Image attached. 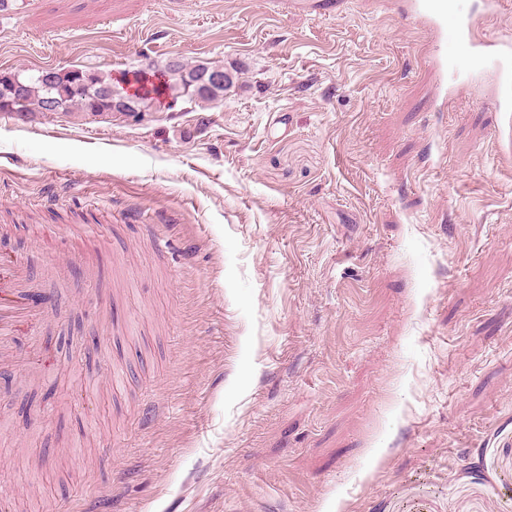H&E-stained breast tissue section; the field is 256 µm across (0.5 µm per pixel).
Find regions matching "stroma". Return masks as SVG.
Segmentation results:
<instances>
[{
	"label": "stroma",
	"instance_id": "obj_1",
	"mask_svg": "<svg viewBox=\"0 0 512 512\" xmlns=\"http://www.w3.org/2000/svg\"><path fill=\"white\" fill-rule=\"evenodd\" d=\"M430 48L393 0L0 12V69L233 78L0 112V261L54 302L7 345L5 512H505L512 117L434 111ZM274 6H288V10L292 8L308 7L319 14H331L339 12L345 3L344 0H269Z\"/></svg>",
	"mask_w": 512,
	"mask_h": 512
}]
</instances>
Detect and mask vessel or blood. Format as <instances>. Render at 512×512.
<instances>
[{
    "mask_svg": "<svg viewBox=\"0 0 512 512\" xmlns=\"http://www.w3.org/2000/svg\"><path fill=\"white\" fill-rule=\"evenodd\" d=\"M288 8L307 7L320 14L341 10L344 0H269ZM404 19L423 26L433 38V63L437 92L436 111H443L449 97H464L481 89L482 97L497 111L512 112V34H487L486 22L496 16L504 0H480L474 10L460 11L455 0H397ZM462 53L473 62L468 77L449 82L448 56ZM47 304L35 302L23 268L13 262L0 263V338L17 324L42 318Z\"/></svg>",
    "mask_w": 512,
    "mask_h": 512,
    "instance_id": "1",
    "label": "vessel or blood"
}]
</instances>
